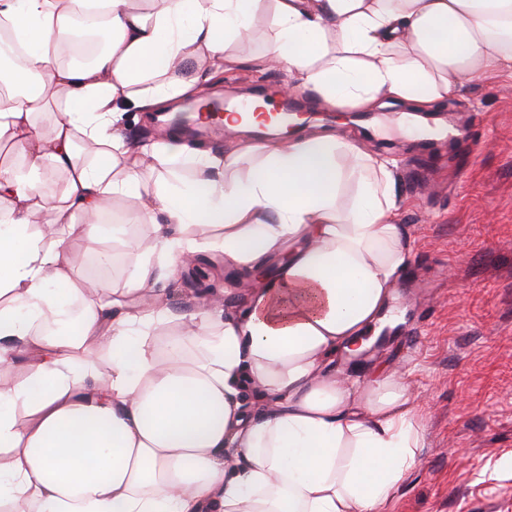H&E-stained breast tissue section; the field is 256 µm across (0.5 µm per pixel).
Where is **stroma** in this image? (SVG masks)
<instances>
[{
    "label": "stroma",
    "instance_id": "1",
    "mask_svg": "<svg viewBox=\"0 0 512 512\" xmlns=\"http://www.w3.org/2000/svg\"><path fill=\"white\" fill-rule=\"evenodd\" d=\"M270 35L259 26L236 42L240 62L228 77L237 92L282 84L278 65L256 69ZM302 98L310 109L301 133L352 135L397 163L404 203L396 220L409 227L412 260L391 302L401 321L377 327L362 367L409 373L423 441L386 512H512V78L460 83L442 109L425 113L438 133L449 113H465L468 135L451 157L399 132L404 106L329 119L313 91ZM223 276L219 254L178 269L166 297L184 313L158 330L157 350L185 330L194 281Z\"/></svg>",
    "mask_w": 512,
    "mask_h": 512
}]
</instances>
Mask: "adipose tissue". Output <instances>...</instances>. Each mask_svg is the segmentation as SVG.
I'll return each instance as SVG.
<instances>
[{
  "mask_svg": "<svg viewBox=\"0 0 512 512\" xmlns=\"http://www.w3.org/2000/svg\"><path fill=\"white\" fill-rule=\"evenodd\" d=\"M257 2L100 0L106 48L65 66L58 46L79 38L88 0H0L25 49L19 67L0 53V143L17 154L0 169V365L29 367L0 388V512H385L415 467L422 418L404 377L334 365L411 260L393 163L329 133L221 156L175 135L132 144L119 115L236 66L231 44L262 13L286 86L336 109L422 112L460 80L512 76V0ZM116 196L134 199L150 247L122 286L76 284L66 244L98 239ZM201 252L232 276L158 354L152 331L173 314L156 287ZM63 291L77 328L46 335Z\"/></svg>",
  "mask_w": 512,
  "mask_h": 512,
  "instance_id": "ef3b65f1",
  "label": "adipose tissue"
}]
</instances>
